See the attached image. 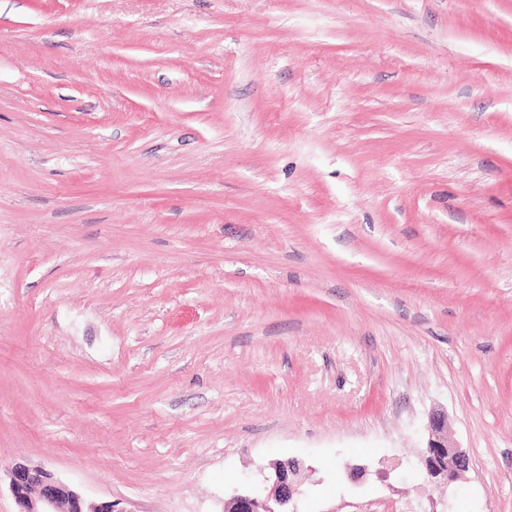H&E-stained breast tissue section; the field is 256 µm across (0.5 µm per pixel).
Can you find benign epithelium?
I'll return each mask as SVG.
<instances>
[{
  "mask_svg": "<svg viewBox=\"0 0 512 512\" xmlns=\"http://www.w3.org/2000/svg\"><path fill=\"white\" fill-rule=\"evenodd\" d=\"M448 415L435 413L429 421V439L420 458L427 475L449 484L469 468L468 455L448 444L445 431ZM300 464L295 460L272 464L264 476L270 485L268 493L235 494L224 503V512H297L294 502L298 494ZM9 490L17 506L16 512H117L111 502L91 504L71 485L47 470L18 463L11 468Z\"/></svg>",
  "mask_w": 512,
  "mask_h": 512,
  "instance_id": "obj_1",
  "label": "benign epithelium"
}]
</instances>
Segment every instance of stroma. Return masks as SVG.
<instances>
[{
    "label": "stroma",
    "instance_id": "stroma-1",
    "mask_svg": "<svg viewBox=\"0 0 512 512\" xmlns=\"http://www.w3.org/2000/svg\"><path fill=\"white\" fill-rule=\"evenodd\" d=\"M278 459L512 512V0H0V475L224 512ZM447 428V414L435 413L430 417L429 439L420 455L419 467L431 479L449 486L460 472L469 468L470 459L466 453L448 444V439L444 434Z\"/></svg>",
    "mask_w": 512,
    "mask_h": 512
}]
</instances>
